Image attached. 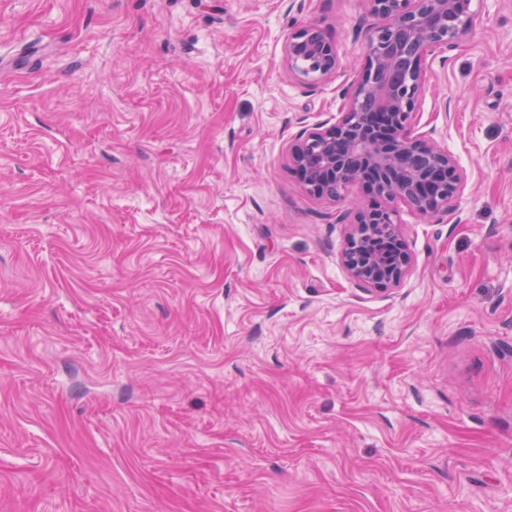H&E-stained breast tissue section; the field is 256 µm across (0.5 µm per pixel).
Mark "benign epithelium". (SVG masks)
<instances>
[{
    "instance_id": "7a95c632",
    "label": "benign epithelium",
    "mask_w": 512,
    "mask_h": 512,
    "mask_svg": "<svg viewBox=\"0 0 512 512\" xmlns=\"http://www.w3.org/2000/svg\"><path fill=\"white\" fill-rule=\"evenodd\" d=\"M473 0H368L383 24L367 37L365 63L344 91L346 106L331 125L304 127L288 143V163L315 197H336L351 183L366 185L384 207L356 206L340 260L348 277L384 293L408 273L389 204L403 201L436 215L461 193L465 175L457 160L418 128L416 112L426 91L425 58L480 26ZM288 72L315 84L341 67L334 45L314 23L288 35Z\"/></svg>"
}]
</instances>
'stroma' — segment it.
<instances>
[{
  "label": "stroma",
  "mask_w": 512,
  "mask_h": 512,
  "mask_svg": "<svg viewBox=\"0 0 512 512\" xmlns=\"http://www.w3.org/2000/svg\"><path fill=\"white\" fill-rule=\"evenodd\" d=\"M474 7L418 110L466 187L395 203L375 294L336 217L378 197L286 157L367 0H0V512H512V0ZM284 57L288 72L311 84L330 78L341 67L334 45L314 23L288 35Z\"/></svg>",
  "instance_id": "35a3bbf8"
}]
</instances>
